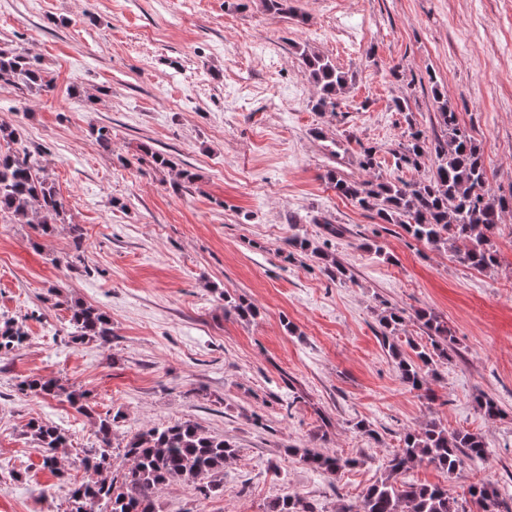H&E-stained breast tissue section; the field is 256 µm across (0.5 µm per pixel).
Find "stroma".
<instances>
[{
	"label": "stroma",
	"instance_id": "obj_1",
	"mask_svg": "<svg viewBox=\"0 0 512 512\" xmlns=\"http://www.w3.org/2000/svg\"><path fill=\"white\" fill-rule=\"evenodd\" d=\"M296 5L305 22L262 0H0V45L37 56L54 85L0 91V123L45 151L68 209L48 235L0 217V322L25 332L0 359V512H69L97 442L93 417L116 413L118 471L130 465L128 437L178 420L237 448L209 498L174 483L159 512H268L287 494L339 512L384 476L404 432L430 420L482 435L487 458L451 474L417 463L403 480L462 501L483 482L512 497V214L493 238L498 265L481 271L380 223L325 178L367 180L365 146L383 177H426L396 167L393 152L408 128L431 133L436 87L480 144L492 189H512V0ZM300 46L347 72L336 111L313 110ZM399 98L409 111L394 110ZM100 126L111 150L91 133ZM144 144L194 181L175 184L142 159ZM74 224L83 259L71 263ZM292 236L333 254L346 278L307 255L287 260ZM229 299L258 316L226 314ZM77 301L109 314L111 340L71 342ZM394 305L406 310L400 347L426 342L419 309L452 334L455 354L430 392L402 381L379 340V314ZM32 375L89 391L93 415L21 393ZM481 394L501 408L495 422L480 413ZM34 418L71 437L59 470L26 434ZM299 448L354 464L323 474Z\"/></svg>",
	"mask_w": 512,
	"mask_h": 512
}]
</instances>
